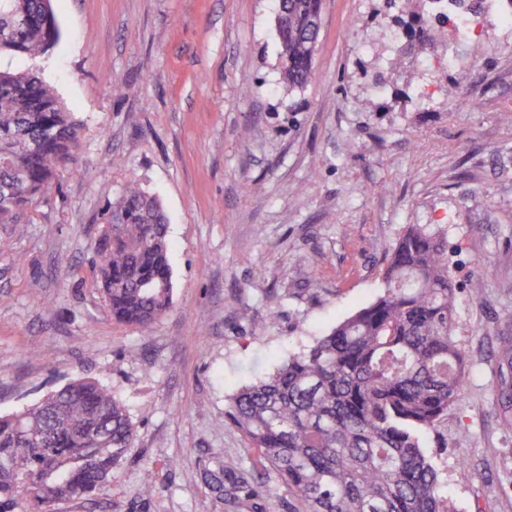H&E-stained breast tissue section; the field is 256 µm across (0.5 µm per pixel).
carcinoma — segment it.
Wrapping results in <instances>:
<instances>
[{"label": "carcinoma", "mask_w": 512, "mask_h": 512, "mask_svg": "<svg viewBox=\"0 0 512 512\" xmlns=\"http://www.w3.org/2000/svg\"><path fill=\"white\" fill-rule=\"evenodd\" d=\"M321 0H279L283 80L312 74ZM50 0H0V55L37 57L58 42ZM79 132L32 71H0V224L23 230L26 212L73 161ZM112 320L147 326L173 302L166 217L130 182L112 199L93 249ZM460 288L441 230L412 224L391 252L380 293L307 349L230 396L225 417L288 487L300 512H455L421 447L459 405L466 354L456 336ZM498 351L499 424L512 432V336ZM134 439L112 390L78 379L19 414L0 416V512H54L89 498ZM230 505L258 499L252 474L210 477Z\"/></svg>", "instance_id": "1"}]
</instances>
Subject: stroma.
Segmentation results:
<instances>
[{"mask_svg":"<svg viewBox=\"0 0 512 512\" xmlns=\"http://www.w3.org/2000/svg\"><path fill=\"white\" fill-rule=\"evenodd\" d=\"M277 5L52 0L55 47L0 56L38 71L80 126L26 233L0 224V415L94 379L134 441L96 496L55 512H229L206 474L260 470L229 397L373 300L407 225L441 226L460 284L484 291L458 298L469 375L425 451L456 512H512L494 388L496 334L512 336V36L485 18L472 42L442 27L456 62L424 66L405 29L434 24L431 0H322L313 74L291 88ZM131 180L172 246L173 304L146 327L113 321L88 262Z\"/></svg>","mask_w":512,"mask_h":512,"instance_id":"1","label":"stroma"}]
</instances>
